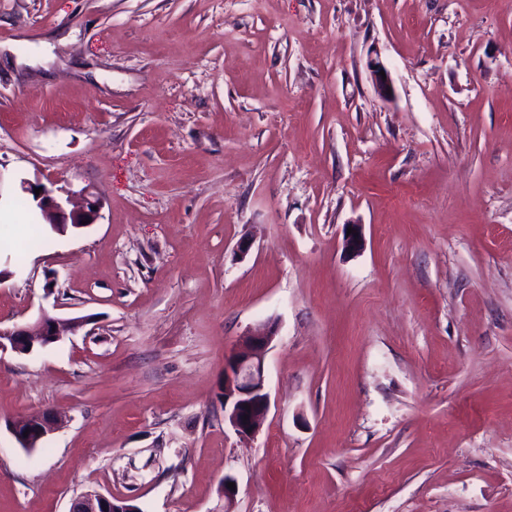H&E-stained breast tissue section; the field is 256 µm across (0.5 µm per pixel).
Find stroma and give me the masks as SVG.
<instances>
[{
    "label": "stroma",
    "mask_w": 512,
    "mask_h": 512,
    "mask_svg": "<svg viewBox=\"0 0 512 512\" xmlns=\"http://www.w3.org/2000/svg\"><path fill=\"white\" fill-rule=\"evenodd\" d=\"M0 203V324L87 320L0 352V512H512V0H0ZM38 206L45 224H49L55 229L68 225L75 229H81L95 224L99 209L96 200L87 199L80 207L67 212L64 205L49 192L42 194ZM94 207H97V210H94ZM86 219H89L90 223L82 225V221H86ZM276 333V324L266 323L254 333L244 336L225 359L224 421L240 437H254L266 420L270 395L266 389L265 355ZM243 416H247V420ZM60 422L61 418L55 412L47 410L14 421L9 429L20 448L33 451L58 429ZM25 431H28L27 437H24ZM69 512H141L130 498L88 490L73 499Z\"/></svg>",
    "instance_id": "35a3bbf8"
}]
</instances>
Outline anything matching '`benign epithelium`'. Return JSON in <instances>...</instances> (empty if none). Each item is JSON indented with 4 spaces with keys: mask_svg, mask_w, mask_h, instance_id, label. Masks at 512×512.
<instances>
[{
    "mask_svg": "<svg viewBox=\"0 0 512 512\" xmlns=\"http://www.w3.org/2000/svg\"><path fill=\"white\" fill-rule=\"evenodd\" d=\"M369 68L378 95L390 98V80L382 79L380 72L384 64L377 58L370 61ZM97 201L87 199L84 204L70 211L50 193L39 199V208L45 223L54 228L72 226L83 228L82 221L95 223ZM86 320L80 317L60 319L47 314L30 325L0 326V351L9 349L17 354H29L36 348H44L57 342L68 331L83 327ZM277 333L276 324L266 323L254 333L243 337L235 344L224 362V420L240 437L257 435L268 414L270 395L266 389V351ZM61 418L47 410L14 421L10 432L20 448L33 451L55 430ZM69 512H141L130 498L88 490L73 499Z\"/></svg>",
    "mask_w": 512,
    "mask_h": 512,
    "instance_id": "7a95c632",
    "label": "benign epithelium"
}]
</instances>
